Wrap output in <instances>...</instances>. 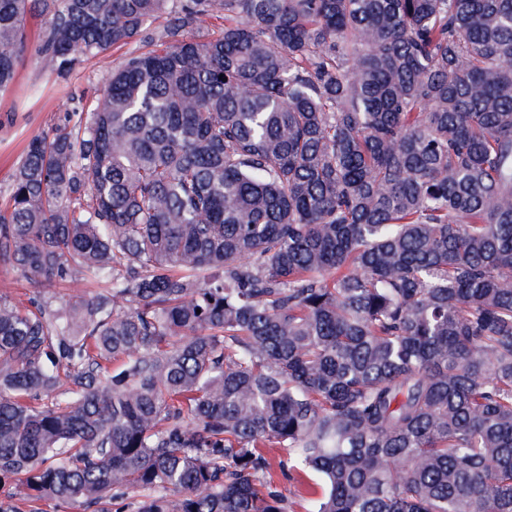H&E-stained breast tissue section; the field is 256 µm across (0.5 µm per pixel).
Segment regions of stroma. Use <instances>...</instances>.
<instances>
[{
	"mask_svg": "<svg viewBox=\"0 0 512 512\" xmlns=\"http://www.w3.org/2000/svg\"><path fill=\"white\" fill-rule=\"evenodd\" d=\"M122 57V51L108 50L78 62L64 77L42 72L30 56L19 65L15 84L0 90V202L9 195L13 165L28 138L52 133L71 112L90 105Z\"/></svg>",
	"mask_w": 512,
	"mask_h": 512,
	"instance_id": "stroma-1",
	"label": "stroma"
}]
</instances>
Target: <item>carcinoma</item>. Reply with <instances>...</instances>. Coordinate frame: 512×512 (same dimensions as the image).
Masks as SVG:
<instances>
[{
	"label": "carcinoma",
	"mask_w": 512,
	"mask_h": 512,
	"mask_svg": "<svg viewBox=\"0 0 512 512\" xmlns=\"http://www.w3.org/2000/svg\"><path fill=\"white\" fill-rule=\"evenodd\" d=\"M132 43L0 208V512H512V0H0V88ZM55 291L56 288H46L42 284H29L11 269L0 267V293L49 297Z\"/></svg>",
	"instance_id": "carcinoma-1"
}]
</instances>
